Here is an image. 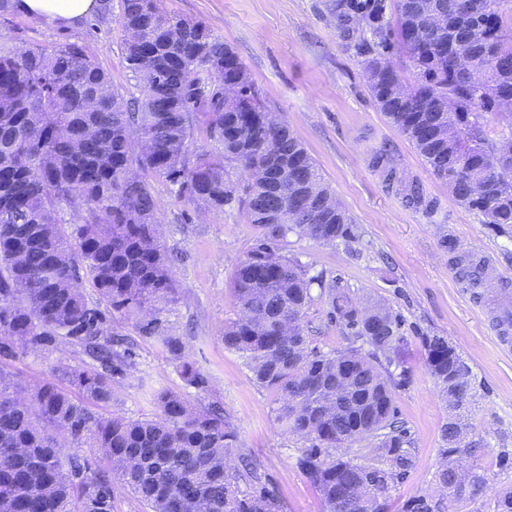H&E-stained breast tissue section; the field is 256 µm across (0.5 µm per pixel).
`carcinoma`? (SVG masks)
<instances>
[{"instance_id": "obj_1", "label": "carcinoma", "mask_w": 512, "mask_h": 512, "mask_svg": "<svg viewBox=\"0 0 512 512\" xmlns=\"http://www.w3.org/2000/svg\"><path fill=\"white\" fill-rule=\"evenodd\" d=\"M501 0H329L339 37L380 63L368 84L377 111L412 142L452 195L487 224H512V123L491 137L483 112L512 120V14ZM445 20L429 22L426 8ZM119 24L137 30L123 61L140 83L126 99L111 75L75 43L14 51L0 42V499L9 512H112L122 487L144 512H281L261 465L238 454V433L220 406L198 407L182 393H152L158 413L129 420L104 413L112 387L135 368L130 344L88 305V282L112 311L136 318L141 336L166 348L186 385L208 377L185 354L182 338L142 321L176 298L168 257L158 241L149 178L178 186L200 207L238 204L259 229L232 277L236 318L224 347L237 353L261 389L277 396L275 419L309 443L297 465L327 512H383L391 484L411 467L409 431L398 421L393 390L407 383L399 364L402 319L385 304L360 308L336 280L324 285L299 260L281 254L288 235L334 244L359 239L341 204L300 208L294 224L273 221L280 192L300 204L294 186L333 194L297 139L267 121L255 84L237 102L220 83L244 66L201 22L168 11L164 0H121ZM466 52L470 68L456 59ZM150 59L164 90L141 83L136 60ZM410 73L402 98L394 82ZM204 135L215 152L194 155ZM248 173L233 178L232 165ZM66 204L79 223L61 224ZM321 287L330 320L347 346H311L307 309ZM80 349V363L53 368L31 387L13 381V362L58 344ZM428 372L453 411L442 430L451 454L462 453L466 425L457 398L471 391L468 366L442 336L422 337ZM371 439L379 461L362 465L338 453ZM100 448L96 465L63 448ZM448 499L472 498L484 476L458 479L454 462L436 475Z\"/></svg>"}]
</instances>
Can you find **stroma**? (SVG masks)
Listing matches in <instances>:
<instances>
[{"label": "stroma", "mask_w": 512, "mask_h": 512, "mask_svg": "<svg viewBox=\"0 0 512 512\" xmlns=\"http://www.w3.org/2000/svg\"><path fill=\"white\" fill-rule=\"evenodd\" d=\"M328 0H164L168 10L205 23L230 45L271 112L285 121L314 158L336 199L360 231L357 242L330 246L289 235L285 256L310 274L340 280L361 304L380 302L403 319L401 360L410 375L394 394L413 445V465L395 481L386 512H406L412 499L439 503L438 512H494L498 493L512 490V352L503 351L483 298L471 296L462 268L489 257L498 276L491 285L512 295V225L485 223L449 193L411 142L378 112L365 70L337 35ZM121 0L106 18L71 24L24 13L0 21V33L25 49L65 42L82 45L108 71L125 96L140 89L123 63ZM418 186L432 210L407 200ZM160 243L173 260L177 300L160 318L183 338L190 360L205 371L209 387L186 386L166 351L141 337L133 322L113 317L115 332L135 344L136 368L114 387L112 413L144 419L157 413L150 389L184 392L193 403L219 402L238 432L242 452L259 460L283 512H324V504L297 466L303 440L276 422L273 394L257 387L238 354L224 346V326L237 313L232 275L258 230L243 209L204 212L176 186L154 181ZM307 317L316 326L314 346H344L342 330L327 318V305L312 288ZM445 337L471 371L472 398L465 421L474 446L468 464L486 484L475 498L448 500L435 475L446 457L441 429L448 402L427 370L421 338ZM75 346L30 352L16 361L23 385L50 379L57 365H76Z\"/></svg>", "instance_id": "obj_1"}]
</instances>
